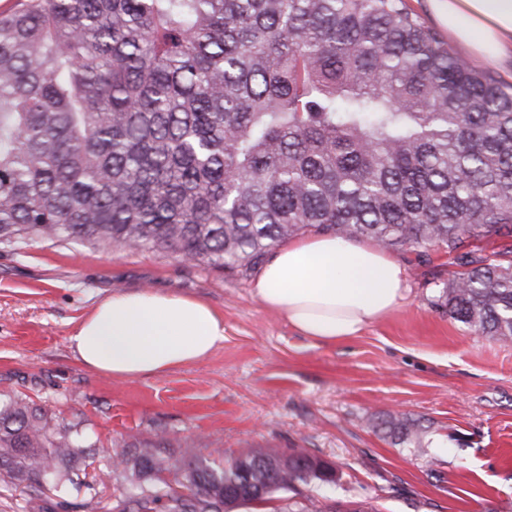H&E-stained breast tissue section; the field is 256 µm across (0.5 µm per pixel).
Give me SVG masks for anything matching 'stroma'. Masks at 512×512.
I'll return each mask as SVG.
<instances>
[{
  "instance_id": "35a3bbf8",
  "label": "stroma",
  "mask_w": 512,
  "mask_h": 512,
  "mask_svg": "<svg viewBox=\"0 0 512 512\" xmlns=\"http://www.w3.org/2000/svg\"><path fill=\"white\" fill-rule=\"evenodd\" d=\"M405 306L359 336H302L254 294V275L220 272L155 249L40 240L0 245V391L59 413L69 433L120 457L167 439L179 461L250 448L332 462L320 499L379 512H512V345L472 333L438 305L457 266L444 250L406 247ZM137 290L209 303L224 343L204 360L115 379L81 363L68 338L105 298ZM401 414L428 426L419 447L376 428ZM0 512H83L74 493L0 482Z\"/></svg>"
}]
</instances>
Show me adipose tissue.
<instances>
[{
  "label": "adipose tissue",
  "mask_w": 512,
  "mask_h": 512,
  "mask_svg": "<svg viewBox=\"0 0 512 512\" xmlns=\"http://www.w3.org/2000/svg\"><path fill=\"white\" fill-rule=\"evenodd\" d=\"M449 36L491 62L512 53V0H430ZM262 305L308 338L360 335L406 304L405 267L376 243L312 235L275 249L254 283ZM83 364L118 379L159 375L206 358L224 342V319L171 292L115 294L71 334Z\"/></svg>",
  "instance_id": "obj_1"
}]
</instances>
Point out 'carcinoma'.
<instances>
[{
  "instance_id": "1",
  "label": "carcinoma",
  "mask_w": 512,
  "mask_h": 512,
  "mask_svg": "<svg viewBox=\"0 0 512 512\" xmlns=\"http://www.w3.org/2000/svg\"><path fill=\"white\" fill-rule=\"evenodd\" d=\"M0 13V244L171 251L242 276L304 233L438 246L440 306L512 344V85L452 54L405 0H16ZM402 443L426 427L386 415ZM166 439L107 462L122 512H222L261 484L328 512L325 462L250 448L175 465ZM96 450L0 394V481L90 489Z\"/></svg>"
}]
</instances>
